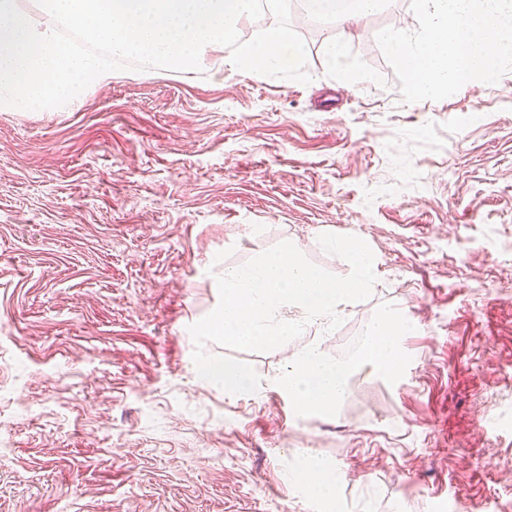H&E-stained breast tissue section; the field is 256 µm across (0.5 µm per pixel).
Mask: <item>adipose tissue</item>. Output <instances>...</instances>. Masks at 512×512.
I'll use <instances>...</instances> for the list:
<instances>
[{"label": "adipose tissue", "instance_id": "obj_1", "mask_svg": "<svg viewBox=\"0 0 512 512\" xmlns=\"http://www.w3.org/2000/svg\"><path fill=\"white\" fill-rule=\"evenodd\" d=\"M380 4L381 0H305L310 16L338 23L367 16ZM410 330L409 321L401 314L382 312L371 326L359 355L360 363L385 375H395L403 365L398 339ZM349 371V364L326 356L320 346L313 345L289 358L277 387L294 400L299 411L331 410L346 394ZM294 486L301 495L335 501L336 469L321 458H313L310 468L295 477Z\"/></svg>", "mask_w": 512, "mask_h": 512}]
</instances>
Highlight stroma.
<instances>
[{
    "instance_id": "obj_1",
    "label": "stroma",
    "mask_w": 512,
    "mask_h": 512,
    "mask_svg": "<svg viewBox=\"0 0 512 512\" xmlns=\"http://www.w3.org/2000/svg\"><path fill=\"white\" fill-rule=\"evenodd\" d=\"M291 26L305 85L211 51L0 111V512H512V70L406 103L377 34L416 29L409 0ZM324 232L369 245L371 296L268 353L206 344L255 393L200 378L217 275L282 241L348 275ZM389 309L396 376L354 369L332 413L277 390L289 353L353 361ZM316 455L335 503L293 486Z\"/></svg>"
}]
</instances>
